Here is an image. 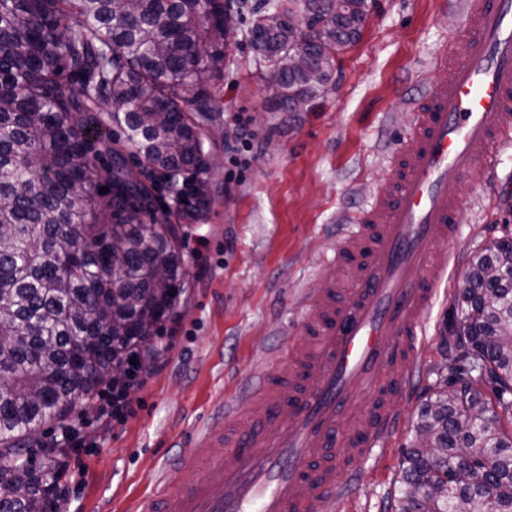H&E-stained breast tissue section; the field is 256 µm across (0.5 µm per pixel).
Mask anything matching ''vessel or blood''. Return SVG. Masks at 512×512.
Here are the masks:
<instances>
[{
    "label": "vessel or blood",
    "instance_id": "obj_1",
    "mask_svg": "<svg viewBox=\"0 0 512 512\" xmlns=\"http://www.w3.org/2000/svg\"><path fill=\"white\" fill-rule=\"evenodd\" d=\"M512 144V0H465L461 34L389 170L388 191L352 220L337 251L352 267L344 293L323 288L311 315L250 397L254 426L225 412L178 465L180 487L135 512H328L353 487L347 461L385 447L410 391L421 319L448 266L460 201L453 187L492 180Z\"/></svg>",
    "mask_w": 512,
    "mask_h": 512
}]
</instances>
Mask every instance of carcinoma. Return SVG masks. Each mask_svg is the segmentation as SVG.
I'll return each mask as SVG.
<instances>
[{"mask_svg":"<svg viewBox=\"0 0 512 512\" xmlns=\"http://www.w3.org/2000/svg\"><path fill=\"white\" fill-rule=\"evenodd\" d=\"M367 12L275 0L255 18L250 44L283 75L275 108L324 89L336 32L358 42ZM229 32L224 0H0V512H45L58 464L27 445L93 397L180 291L178 229L153 190L164 178L181 197L186 169H211L198 117ZM298 54L310 73L288 65ZM454 304L490 393L464 374L420 409L428 445L407 449L392 512H512V239L472 260Z\"/></svg>","mask_w":512,"mask_h":512,"instance_id":"carcinoma-1","label":"carcinoma"}]
</instances>
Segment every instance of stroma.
<instances>
[{
  "label": "stroma",
  "mask_w": 512,
  "mask_h": 512,
  "mask_svg": "<svg viewBox=\"0 0 512 512\" xmlns=\"http://www.w3.org/2000/svg\"><path fill=\"white\" fill-rule=\"evenodd\" d=\"M253 19L249 10L232 17L215 110L201 124L212 161L208 207L194 214L171 194L160 197L182 234L181 328L172 338L155 331L166 365L132 383L134 416L105 430L95 404L78 407L86 447L59 479L71 487L59 512H131L158 478L177 488L175 461L194 437L222 431L225 404H241L252 420L263 415L240 396L300 330L310 299L328 283L347 286L350 273L337 265L336 250L353 216L387 190L391 157L414 125L412 105L433 85L464 13L463 0H373L360 40L337 49L331 82L301 112L273 111L248 42ZM238 117L258 132L261 147L233 158L224 131ZM497 171L490 183L458 190L456 262L423 317L427 341L410 393L396 404L399 429L385 455L359 460L356 488L337 495L335 512H390L419 408L447 379L458 349L447 330L454 295L476 254L512 238V148ZM201 235L206 245L198 244Z\"/></svg>",
  "instance_id": "stroma-1"
}]
</instances>
